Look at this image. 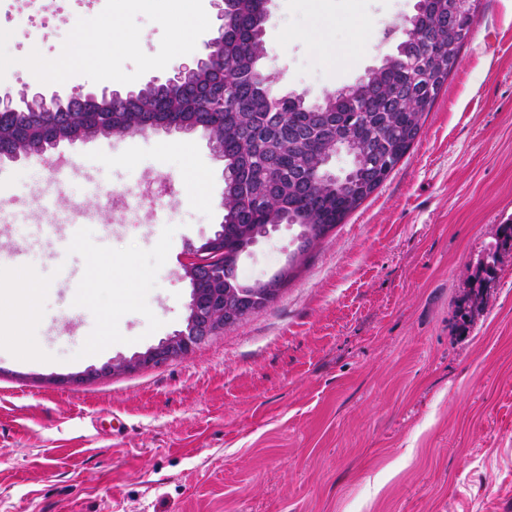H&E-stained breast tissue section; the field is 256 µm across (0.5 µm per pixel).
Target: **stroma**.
Instances as JSON below:
<instances>
[{"label": "stroma", "mask_w": 512, "mask_h": 512, "mask_svg": "<svg viewBox=\"0 0 512 512\" xmlns=\"http://www.w3.org/2000/svg\"><path fill=\"white\" fill-rule=\"evenodd\" d=\"M45 2L28 20L0 0L18 60L57 58L100 12ZM416 3L274 0L259 66L278 95L322 100L395 54ZM318 22L353 63L302 38ZM66 158L76 166L55 180ZM194 168L214 205L188 199ZM223 193L200 129L0 162V512H512V251L474 282L512 222V0H480L409 153L274 302L188 356L71 382L184 329V267L220 230ZM299 232L259 239L239 279H270ZM19 267L40 316L17 335ZM107 325L111 349L88 356Z\"/></svg>", "instance_id": "35a3bbf8"}]
</instances>
